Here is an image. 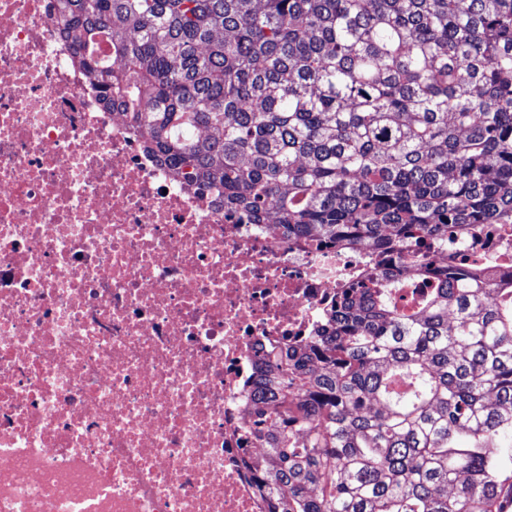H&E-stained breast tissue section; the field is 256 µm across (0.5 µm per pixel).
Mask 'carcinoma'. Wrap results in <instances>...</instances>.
<instances>
[{
	"instance_id": "obj_1",
	"label": "carcinoma",
	"mask_w": 512,
	"mask_h": 512,
	"mask_svg": "<svg viewBox=\"0 0 512 512\" xmlns=\"http://www.w3.org/2000/svg\"><path fill=\"white\" fill-rule=\"evenodd\" d=\"M50 9L99 99L227 211L390 262L512 224V0ZM480 261L421 266L418 285L386 272L270 356L251 430L268 512H492L512 461V282L470 277Z\"/></svg>"
}]
</instances>
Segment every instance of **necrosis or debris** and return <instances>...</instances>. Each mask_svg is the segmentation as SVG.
<instances>
[{"label": "necrosis or debris", "instance_id": "necrosis-or-debris-1", "mask_svg": "<svg viewBox=\"0 0 512 512\" xmlns=\"http://www.w3.org/2000/svg\"><path fill=\"white\" fill-rule=\"evenodd\" d=\"M472 251L512 277V235L428 263ZM381 269L225 211L99 101L45 0H0V512H267V358Z\"/></svg>", "mask_w": 512, "mask_h": 512}]
</instances>
